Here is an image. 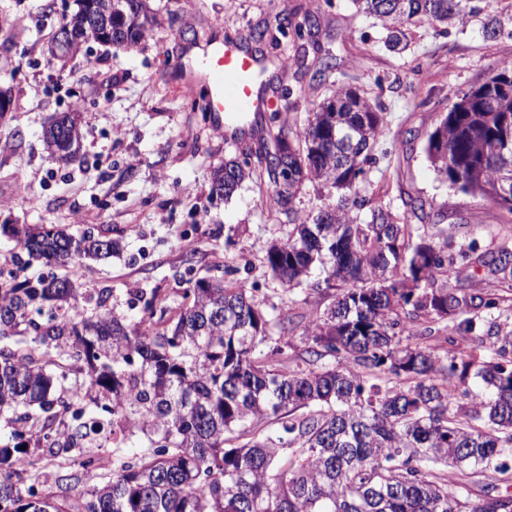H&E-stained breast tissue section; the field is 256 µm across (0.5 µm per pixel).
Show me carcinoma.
Here are the masks:
<instances>
[{"label": "carcinoma", "mask_w": 512, "mask_h": 512, "mask_svg": "<svg viewBox=\"0 0 512 512\" xmlns=\"http://www.w3.org/2000/svg\"><path fill=\"white\" fill-rule=\"evenodd\" d=\"M483 2L353 0L392 48L403 26L457 25ZM314 19L285 14L278 28L299 35ZM112 24L138 46L152 24L145 0H114ZM276 120L257 177L291 229L267 248V267L290 292L339 290L304 326L299 364L288 355L297 324L285 309L269 315L255 287L201 279L159 309L153 288L139 317L102 288L88 307L68 270L118 240L0 225L17 246L0 268V512H512V496H471L486 478L512 481V326L498 294L448 285L475 267L512 291V244L457 245L442 213L362 194L384 113L352 87H336L299 131ZM80 122L75 108L45 128L52 159L79 153ZM425 152L441 182L512 215L495 195L512 176V64L457 98ZM279 154L282 178L269 161ZM250 176V161L231 160L211 193L228 197ZM308 182L332 189L313 219L296 209ZM414 219L434 232L414 234ZM34 261L52 272L23 276ZM448 320L486 335L468 352L413 342L419 323Z\"/></svg>", "instance_id": "cac0c4a2"}]
</instances>
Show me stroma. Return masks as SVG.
Wrapping results in <instances>:
<instances>
[{
	"instance_id": "obj_1",
	"label": "stroma",
	"mask_w": 512,
	"mask_h": 512,
	"mask_svg": "<svg viewBox=\"0 0 512 512\" xmlns=\"http://www.w3.org/2000/svg\"><path fill=\"white\" fill-rule=\"evenodd\" d=\"M155 23L137 49L89 42L54 57L50 42L73 0H0V90L11 98L0 116V224H72L121 241L111 258L91 262L89 292L113 291L120 309L139 304L141 290L162 289L177 304L188 282L241 280L261 288L266 309L313 314L329 299L311 290L284 291L265 265L266 248L288 234L266 185L244 182L228 198L212 195L211 179L240 151L226 144L211 113L179 92L177 65L194 37L270 29L260 51L277 61L294 53L274 28L277 15L319 19L318 54L326 75L288 68L276 82L280 123L301 127L337 85L356 87L385 113L383 137L367 191L386 189L402 209L413 198L448 214L455 242L493 249L512 233V216L437 178L426 154L429 132L449 105L512 59V0H491L488 14L503 32L486 37L483 17L449 30L423 21L404 29L407 47H386L379 21L352 0H148ZM81 101L82 151L67 164L45 152L44 125Z\"/></svg>"
}]
</instances>
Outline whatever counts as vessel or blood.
Returning <instances> with one entry per match:
<instances>
[{
	"label": "vessel or blood",
	"mask_w": 512,
	"mask_h": 512,
	"mask_svg": "<svg viewBox=\"0 0 512 512\" xmlns=\"http://www.w3.org/2000/svg\"><path fill=\"white\" fill-rule=\"evenodd\" d=\"M181 69L193 73L185 82L183 94H193L197 83L209 89V108L224 128L226 143L255 142L262 135L259 124L244 123L247 115H260L269 106L263 90L267 83V60L253 46L249 36L200 41L183 52Z\"/></svg>",
	"instance_id": "b4317fda"
}]
</instances>
